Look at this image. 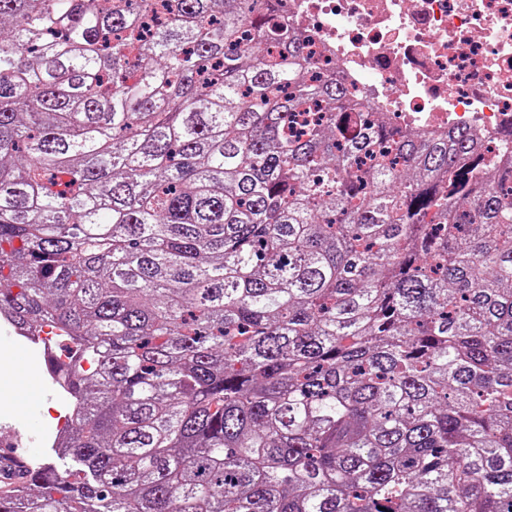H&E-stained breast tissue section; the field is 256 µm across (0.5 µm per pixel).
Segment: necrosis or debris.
Segmentation results:
<instances>
[{
  "label": "necrosis or debris",
  "instance_id": "1",
  "mask_svg": "<svg viewBox=\"0 0 512 512\" xmlns=\"http://www.w3.org/2000/svg\"><path fill=\"white\" fill-rule=\"evenodd\" d=\"M309 67L412 133L512 126V0H284Z\"/></svg>",
  "mask_w": 512,
  "mask_h": 512
}]
</instances>
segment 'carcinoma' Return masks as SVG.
<instances>
[{"label":"carcinoma","instance_id":"1","mask_svg":"<svg viewBox=\"0 0 512 512\" xmlns=\"http://www.w3.org/2000/svg\"><path fill=\"white\" fill-rule=\"evenodd\" d=\"M109 2L0 0V317L80 406L0 512H512L508 139L379 121L276 0Z\"/></svg>","mask_w":512,"mask_h":512}]
</instances>
